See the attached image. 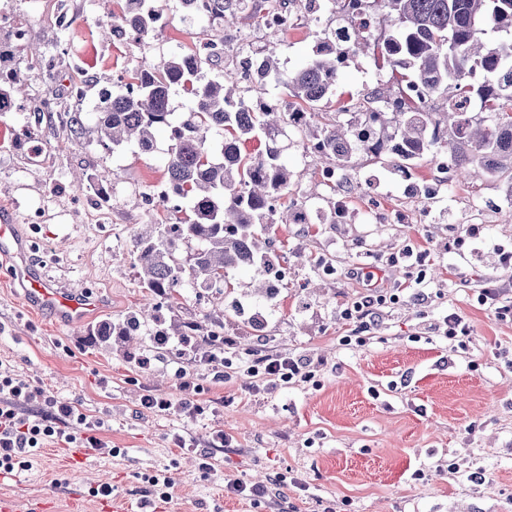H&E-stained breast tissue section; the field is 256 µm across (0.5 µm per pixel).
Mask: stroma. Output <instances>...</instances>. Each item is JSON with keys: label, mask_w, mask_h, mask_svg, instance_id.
I'll return each instance as SVG.
<instances>
[{"label": "stroma", "mask_w": 512, "mask_h": 512, "mask_svg": "<svg viewBox=\"0 0 512 512\" xmlns=\"http://www.w3.org/2000/svg\"><path fill=\"white\" fill-rule=\"evenodd\" d=\"M115 8V0H0V43L25 84L13 109L0 113V219L31 238V263L43 277L103 301L87 326L66 328L26 308L23 288L9 280L11 261L0 256V366L103 419L104 437L120 450L111 457L88 448L78 463L69 448L46 442L30 469L0 482V495L45 504L46 512H101L91 490L107 477L114 498L136 512L141 475L162 473L171 497L157 512H512V319L496 313L512 306V266L501 260L512 251V195L496 178L414 196L409 182L434 177L430 158L408 181L357 154L336 187L348 216L329 224L319 196L324 163L305 154L300 134L285 141L294 177L280 203L303 204L310 222L276 225L264 246L282 258L278 294L257 298L250 271L239 269L230 274L238 312L215 298L200 305L188 288L179 318L220 316L225 334L249 351L307 356L316 368L310 382L254 388L242 374L223 379L222 361L200 362L175 338L158 351L143 337L152 359L143 369L128 359L122 337L97 336L103 322L148 306L131 234L173 216L145 204L166 187L167 135L150 157L112 148L100 141L93 112L132 59L160 63L192 48L204 29L201 18L184 17L180 0H169L165 25L143 43L107 38L102 27ZM64 16L74 21L72 34ZM20 24L29 38L17 44L12 29ZM239 27L288 72L317 44L311 27L267 34L250 19ZM75 79L78 95L69 92ZM385 80L367 59L350 60L337 98L366 99ZM65 111L81 113L82 129L59 123ZM82 172L107 175L104 219L95 195L72 183ZM357 267L376 279L354 275ZM489 289L495 300L481 301ZM376 294L382 300L367 324L346 316ZM256 313L264 318L258 332L248 324ZM452 313L471 327L465 345L445 334ZM345 336L366 342L345 345ZM179 367L196 378L206 412L193 420L176 404L162 417L144 412L143 394L179 398ZM218 430L234 437L232 448H210ZM207 450L214 469L204 477L198 463ZM480 469L489 479L477 484L470 475ZM278 472L295 485H272ZM228 478L270 492L256 507L225 495Z\"/></svg>", "instance_id": "obj_1"}]
</instances>
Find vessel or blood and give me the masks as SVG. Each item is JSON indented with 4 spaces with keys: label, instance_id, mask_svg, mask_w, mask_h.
<instances>
[{
    "label": "vessel or blood",
    "instance_id": "b4317fda",
    "mask_svg": "<svg viewBox=\"0 0 512 512\" xmlns=\"http://www.w3.org/2000/svg\"><path fill=\"white\" fill-rule=\"evenodd\" d=\"M30 249L28 239L20 234L17 225L0 224V254L13 258L10 277L25 288L28 308L49 312L67 326L87 322L99 307L97 297L89 291L57 287L37 276L27 261Z\"/></svg>",
    "mask_w": 512,
    "mask_h": 512
}]
</instances>
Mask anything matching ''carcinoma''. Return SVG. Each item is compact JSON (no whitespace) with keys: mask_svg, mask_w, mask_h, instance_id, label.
<instances>
[{"mask_svg":"<svg viewBox=\"0 0 512 512\" xmlns=\"http://www.w3.org/2000/svg\"><path fill=\"white\" fill-rule=\"evenodd\" d=\"M169 0H119L118 20L102 26L104 36L123 24L147 36L163 20ZM211 31L238 24L249 0H209ZM372 15L385 12L388 33L372 36L353 29L344 56H367L389 75L388 92L375 89L372 99L384 106L399 98L396 109L373 113L376 125L359 123V113L348 112L352 99L338 111L321 112L319 104L336 90L341 56L336 54V31L323 30L314 55L296 70L282 73L268 55L254 62L244 57L234 64L204 54L201 49L172 56L157 65L141 61L125 71V86L106 98L96 113L100 138L114 145H133L142 154L156 148V136L166 133L171 144L165 161L166 190L175 196L173 210L188 205L187 218L173 224H153L133 237L142 286L154 299L179 305L183 288L210 289L219 285L229 297L226 273L247 268L271 294L268 256L262 252L256 226L304 222L297 207L279 211L275 202L288 192L292 173L282 156L281 140L291 127L315 145L318 156L343 168L351 158L365 154L383 160L410 178L418 160L448 150V162L462 178L480 169L512 192V0H366ZM505 36L485 44L482 26ZM9 53L0 44V101L15 100L16 76L8 68ZM224 68V81H200L203 66ZM251 65L262 79L240 94L236 72ZM283 85L288 99L265 101L268 81ZM190 102L180 115L170 109L173 89ZM448 100L446 112H421L412 100L415 91ZM471 102L476 112L460 108ZM264 137V149L255 153L248 144ZM104 178H79L77 187L105 198ZM195 244L189 265L178 258L179 244ZM153 318L139 311L109 322L98 335L133 340ZM181 342L196 339L194 349L204 362L224 351V337L206 334L208 328L181 321L162 328Z\"/></svg>","mask_w":512,"mask_h":512,"instance_id":"cac0c4a2","label":"carcinoma"}]
</instances>
